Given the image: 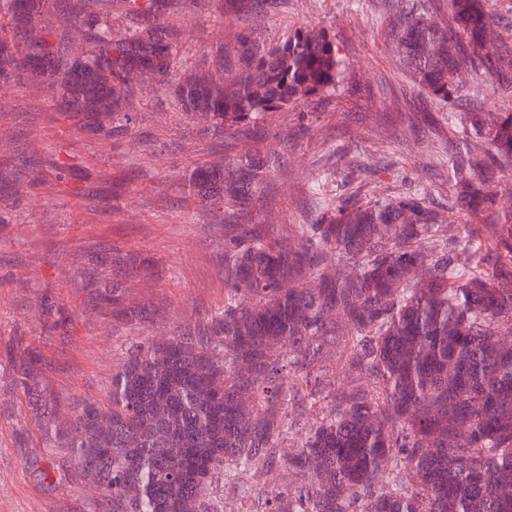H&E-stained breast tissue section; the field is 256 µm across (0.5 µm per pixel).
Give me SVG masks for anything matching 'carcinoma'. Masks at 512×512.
<instances>
[{
  "mask_svg": "<svg viewBox=\"0 0 512 512\" xmlns=\"http://www.w3.org/2000/svg\"><path fill=\"white\" fill-rule=\"evenodd\" d=\"M113 0H0V87L21 71L42 79L60 110L92 136L137 128L132 73L169 85L183 50L178 11L208 0H123L130 22L112 33ZM390 39L414 86L456 105L455 75L512 85V46L483 44L498 27L492 0H384ZM276 0H224L238 16ZM53 10L59 26L41 17ZM86 46L66 54L69 32ZM218 71L177 85L179 110L215 129L256 128L274 112L336 95L346 71L335 36L295 29L263 44L242 31ZM449 210L400 187L364 203L319 198L311 224L269 241L224 227V311L196 337L144 339L112 374L105 404L75 415V460L105 512H208L216 477L288 467L300 485L266 512H512V107L448 113ZM273 162L244 151L196 166L199 202L249 208ZM340 346L329 364V346ZM331 370L332 404L291 452L283 400Z\"/></svg>",
  "mask_w": 512,
  "mask_h": 512,
  "instance_id": "1",
  "label": "carcinoma"
}]
</instances>
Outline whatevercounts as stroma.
<instances>
[{
    "label": "stroma",
    "instance_id": "obj_1",
    "mask_svg": "<svg viewBox=\"0 0 512 512\" xmlns=\"http://www.w3.org/2000/svg\"><path fill=\"white\" fill-rule=\"evenodd\" d=\"M185 31L175 76L214 70L215 46L235 52L241 31L266 43L319 25L346 59L343 82L300 134L298 110L274 114L272 133L252 140L215 134L179 112L168 88L138 94L136 134L81 133L70 114L19 75L0 109V512H98V497L71 446L78 402L105 401L112 375L143 337H194L224 308V226L265 224L269 239L308 224L315 173L337 194L367 202L394 183L426 188L448 210L428 159L448 148V126L433 98L413 85L388 43L381 0H279L272 13L225 15L210 0L176 18ZM437 117L410 125L408 115ZM278 155L255 203L218 216L195 202L186 174L242 147ZM23 175L27 195L10 194ZM124 287L113 290V282ZM118 301H111V294ZM32 349L31 377L16 354ZM216 483L211 512H258L288 487Z\"/></svg>",
    "mask_w": 512,
    "mask_h": 512
}]
</instances>
